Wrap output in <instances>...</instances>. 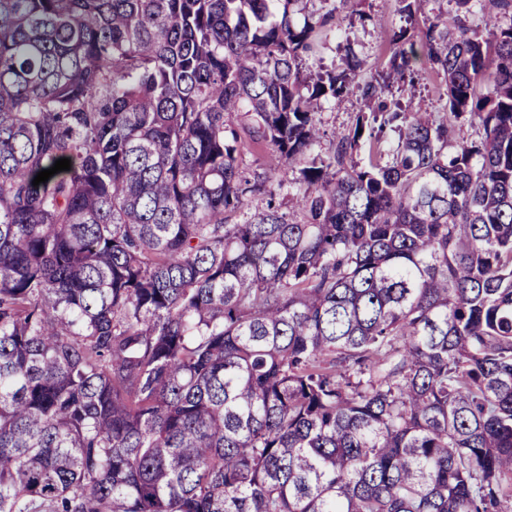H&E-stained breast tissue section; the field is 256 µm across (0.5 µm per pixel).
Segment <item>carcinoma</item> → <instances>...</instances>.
I'll use <instances>...</instances> for the list:
<instances>
[{"label": "carcinoma", "mask_w": 512, "mask_h": 512, "mask_svg": "<svg viewBox=\"0 0 512 512\" xmlns=\"http://www.w3.org/2000/svg\"><path fill=\"white\" fill-rule=\"evenodd\" d=\"M299 2L0 0V512L512 502V0L429 23L437 122L404 29L308 81ZM247 144L292 207L230 224ZM416 79L414 85L409 86L408 82H396L392 84V94H389L388 100H398L404 106L411 101L414 108H420L422 111L432 112L435 118H440L446 102L447 85L445 78L433 73L426 59L422 56L418 65L415 67ZM372 107H375V104H370L355 95L336 100V102L334 100L321 101L317 118L326 133V137L322 141L323 151L330 146V141L335 139L337 134L348 133L354 126L359 112H372Z\"/></svg>", "instance_id": "1"}]
</instances>
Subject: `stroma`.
<instances>
[{"label":"stroma","mask_w":512,"mask_h":512,"mask_svg":"<svg viewBox=\"0 0 512 512\" xmlns=\"http://www.w3.org/2000/svg\"><path fill=\"white\" fill-rule=\"evenodd\" d=\"M448 7V0H426L414 24H406L397 0H361L358 10L340 6L339 0H302L292 21L302 24L305 15L332 13L333 18L314 41V50L305 61V71L315 75L343 65L346 47H353L358 60V79L367 81L381 73L388 61L387 40L393 29L409 26L412 41L421 42L424 32L435 16ZM444 77L433 73L426 61H419L414 84L393 83L392 94L401 104L441 117L446 102ZM372 106L358 96L339 101L322 102L318 119L327 139L348 132L358 113L371 111Z\"/></svg>","instance_id":"obj_1"}]
</instances>
